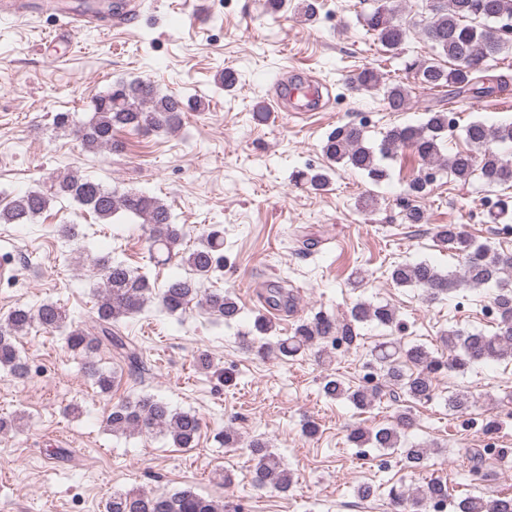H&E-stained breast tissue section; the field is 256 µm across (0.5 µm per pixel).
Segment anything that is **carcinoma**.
<instances>
[{
	"mask_svg": "<svg viewBox=\"0 0 512 512\" xmlns=\"http://www.w3.org/2000/svg\"><path fill=\"white\" fill-rule=\"evenodd\" d=\"M318 0H295L291 9L305 21L315 19ZM364 26L377 37L389 53L397 52L404 44L409 29L397 17V9L383 0L363 15ZM495 28L499 33L492 34ZM512 0H435L422 32L432 55L405 60L404 70L414 83L427 90L441 91L455 96L479 100L506 90L505 76L486 78V72L495 66L499 57L512 52ZM239 82V74L225 68L215 75V83L229 92ZM380 83L374 69L360 71L353 80L358 90L371 89ZM385 100L393 112L403 111L410 101V88L405 83L386 87ZM205 110V103L197 96H180L161 92L153 81L135 78L118 80L103 94L94 98L88 120L76 124L70 113L55 115L56 126L71 130L81 146L89 151L118 152L122 142L116 138L121 131L136 133L174 132L188 112ZM468 149L444 156L441 152L448 135V112L429 110L426 121L420 125H396L389 128L378 146L373 149L364 142L362 127L345 124L330 133L322 147L327 162L343 164L367 174L380 183L388 176L379 159L387 158L400 148H409L426 166V172L416 177L408 187L414 198L427 194L431 181L427 172L446 173L459 181L479 176L488 185H503L512 181V156L500 152L499 146L512 143V121L487 124L474 120L464 127ZM293 182L315 191L328 186L326 169L306 168L292 175ZM69 200L89 212L102 224L121 213L138 219L148 235L151 259L158 266L173 261L186 265L194 277L171 276L157 288L149 277L132 269L122 261L106 256L93 259L102 271V283L91 317V325L74 323L69 312L53 302H44L36 308L18 306L0 318V368H6L18 378L27 373L18 341L33 325L57 331L64 336L68 349L83 355L87 375L102 393L112 390V373L99 367L97 354L108 349L127 362L134 370L144 368L139 348L121 336V319L142 310L156 299L170 314L186 310L192 301L212 314L230 323L237 320L242 308L228 294L212 291L200 294L197 280L204 279L224 267V231L212 224L193 249L183 248L184 232L163 199L139 191L122 193L104 186L96 179L70 169L52 178L49 190H31L14 196L0 209V224H31L37 216L60 200ZM436 237L448 248L465 255L461 270L443 273L431 264L421 261L393 266L392 281L399 286H414L423 290L425 297L434 301L461 287L493 289L491 301L496 307L499 322L491 334L469 333L450 329L441 336L448 347V357H436L425 346L406 347L399 341L379 344L372 351L370 367L384 378L389 394L407 402L431 398L433 382L443 370L465 372L479 363L498 362L512 358V251H500L488 244H478L464 236L455 224H444ZM265 301L271 307H293V298L283 285L266 289ZM352 322H375L385 327H397L396 310L389 304L355 303L349 311ZM273 324L264 316L253 321L254 339L247 347L256 349L262 357H296L314 347L326 355L328 338L340 333L347 343L355 339L351 326L337 328L336 321L324 315L299 322L292 334L266 341ZM324 393L332 398H344L360 412L371 410L381 400V388L346 386L335 377L323 385ZM473 401L465 392L448 394V409L463 413ZM413 416L408 408L396 412L393 424L366 429H350L348 441L358 448L401 451L405 464L413 469L427 460L430 449L404 447V430L411 426ZM109 429L116 434H163L179 448L194 445L201 431V420L193 412L177 411L166 402L147 393L112 406L106 419ZM255 461L254 482L259 486L272 485L286 492L293 482L290 469L259 439L251 442ZM448 485L431 480L408 489L392 488L389 493L395 512H429L437 502H447ZM456 512H512V493L493 498L468 496L455 503ZM108 512H240L230 501L209 500L197 494L192 487L175 489L167 495L151 496L114 492L107 501Z\"/></svg>",
	"mask_w": 512,
	"mask_h": 512,
	"instance_id": "1",
	"label": "carcinoma"
}]
</instances>
